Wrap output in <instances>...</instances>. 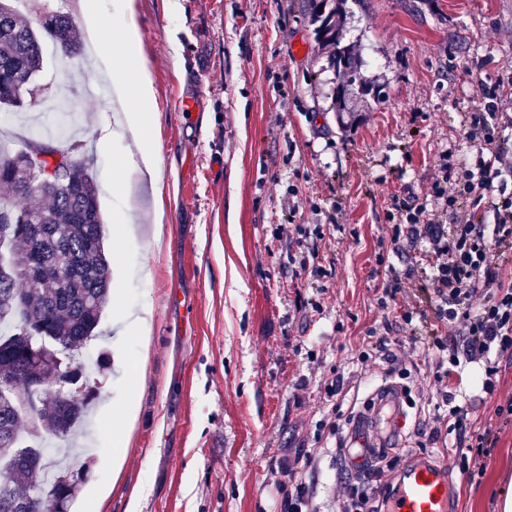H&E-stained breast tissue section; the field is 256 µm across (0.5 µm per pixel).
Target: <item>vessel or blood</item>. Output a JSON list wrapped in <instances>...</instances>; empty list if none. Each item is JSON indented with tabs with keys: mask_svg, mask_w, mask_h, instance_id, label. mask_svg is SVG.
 Listing matches in <instances>:
<instances>
[{
	"mask_svg": "<svg viewBox=\"0 0 512 512\" xmlns=\"http://www.w3.org/2000/svg\"><path fill=\"white\" fill-rule=\"evenodd\" d=\"M406 405L401 388L390 382H382L374 390L344 438L343 463L350 473L368 474L383 451L396 444L406 425ZM453 499L446 462L413 455L398 473L385 512H453Z\"/></svg>",
	"mask_w": 512,
	"mask_h": 512,
	"instance_id": "b4317fda",
	"label": "vessel or blood"
}]
</instances>
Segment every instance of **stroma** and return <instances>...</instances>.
I'll return each instance as SVG.
<instances>
[{"label": "stroma", "instance_id": "obj_1", "mask_svg": "<svg viewBox=\"0 0 512 512\" xmlns=\"http://www.w3.org/2000/svg\"><path fill=\"white\" fill-rule=\"evenodd\" d=\"M98 5L109 20L101 54L85 43L69 58L46 50L35 79L40 104L63 96L80 117L74 140L100 191L112 259L111 303L92 343L110 366L90 371L100 397L73 436L90 450V473L69 512H283L296 483L312 512H339L324 387L350 374L342 410H359L395 357L412 378L410 453L445 457L456 512H504L512 429L484 473L460 477L442 453L457 432L433 425L437 350L392 340L377 367L351 372L369 332L397 315L398 305L381 306L383 290L418 251L390 240L394 198L435 210L444 155L458 166L476 159L466 113L483 111L493 86L512 112V0H341L342 43L382 91L341 99L307 0H134L160 158L159 190L143 188L136 203L166 212L154 245L149 223L124 221L135 203L124 142L97 145L112 113L86 85L102 81V57L125 60L114 0ZM58 122L13 110L0 143L11 153L35 136L69 147ZM299 251L323 276L295 275L288 258ZM144 308L149 335L125 333L126 315ZM296 448L312 458L291 481L283 468Z\"/></svg>", "mask_w": 512, "mask_h": 512}]
</instances>
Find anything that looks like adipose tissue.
Segmentation results:
<instances>
[{
	"mask_svg": "<svg viewBox=\"0 0 512 512\" xmlns=\"http://www.w3.org/2000/svg\"><path fill=\"white\" fill-rule=\"evenodd\" d=\"M119 37L127 51L124 66H109L107 73L112 87L109 98L114 111L115 132H102L99 143L107 145L113 134L126 141L129 163L151 186L159 184L158 158L150 146L151 123L143 108L153 97L151 73L139 53L138 27L134 19H127L119 30Z\"/></svg>",
	"mask_w": 512,
	"mask_h": 512,
	"instance_id": "adipose-tissue-1",
	"label": "adipose tissue"
}]
</instances>
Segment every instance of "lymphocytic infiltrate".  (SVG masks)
<instances>
[{"label":"lymphocytic infiltrate","mask_w":512,"mask_h":512,"mask_svg":"<svg viewBox=\"0 0 512 512\" xmlns=\"http://www.w3.org/2000/svg\"><path fill=\"white\" fill-rule=\"evenodd\" d=\"M512 128V114L488 107L467 118V140L480 148L500 143L507 129ZM442 180L432 185L442 206L433 217H426L422 205L402 203L399 224L393 227V242L401 238L423 239L427 242L428 264L420 268L408 266L395 274L384 290L389 298L412 302L425 298L433 303L438 322L448 325L458 336V345L446 348L436 332H422L413 323L412 311H400L395 319L384 321L383 334L368 344L359 355L361 366L375 363L388 341L389 334L408 332L411 340L436 349H448V366L457 368L461 362L484 366L482 397L459 404L451 391L442 394V405L455 426H462L469 414L484 405L485 395L496 391V377L501 359H512V277L505 276L506 263L512 262V193H496V183L512 177V162L503 154L479 159L475 168L453 173L451 163L442 166ZM497 194L492 204L493 224L477 223L475 217L459 218L465 203L481 204ZM512 426V393L502 396L497 406L496 424H485L461 438L455 455L462 461L461 473L469 477L484 472L503 427ZM394 462L378 468L375 495L358 492L343 485L337 495L343 512H375L372 497L389 498L392 487L387 479Z\"/></svg>","instance_id":"lymphocytic-infiltrate-1"}]
</instances>
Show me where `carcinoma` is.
I'll list each match as a JSON object with an SVG mask.
<instances>
[{
    "instance_id": "cac0c4a2",
    "label": "carcinoma",
    "mask_w": 512,
    "mask_h": 512,
    "mask_svg": "<svg viewBox=\"0 0 512 512\" xmlns=\"http://www.w3.org/2000/svg\"><path fill=\"white\" fill-rule=\"evenodd\" d=\"M0 0V108H20L17 97L34 94V78L40 72L45 45L63 47V55L76 53L78 33L71 15L59 10L47 25L34 29L13 5ZM335 0H309L314 33L319 44L333 48L332 61L338 74L349 75L336 87L342 97L349 88L380 96L378 88L357 80L358 67L349 51L339 47ZM71 188L25 185L14 155L0 150V209L8 208L41 225L34 236L18 229L12 250L19 256L38 251L44 271L29 280L21 275L0 278V377L13 382L10 392L0 393V512H48L50 505L32 501L14 506L18 489L33 479V469L52 438H64L81 426L89 405L77 407L54 391L52 358H65L82 366L87 342L98 328L109 304L110 259L105 242L89 246V240L104 237V216L93 175L81 159L71 157ZM42 330L29 336L26 326ZM41 343L45 355L31 352Z\"/></svg>"
}]
</instances>
